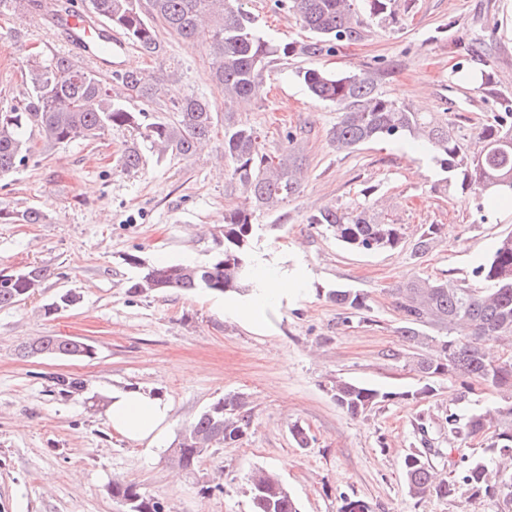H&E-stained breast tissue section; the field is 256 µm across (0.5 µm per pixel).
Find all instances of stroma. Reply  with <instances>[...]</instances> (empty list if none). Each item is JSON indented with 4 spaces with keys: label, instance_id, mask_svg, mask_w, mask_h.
<instances>
[{
    "label": "stroma",
    "instance_id": "1",
    "mask_svg": "<svg viewBox=\"0 0 512 512\" xmlns=\"http://www.w3.org/2000/svg\"><path fill=\"white\" fill-rule=\"evenodd\" d=\"M259 30L277 43L308 37L298 18L274 0H244ZM396 15H365L362 40L316 57H272L264 79L239 118L257 128L268 152L295 132L307 178L300 193L261 213L254 245L275 274L296 278L298 290L265 309L260 327L223 311L210 291L128 294L138 268L127 263H206L224 249V215L243 197L229 183L222 134L201 155L158 154L140 132L112 128L94 139L37 144L34 154L0 177V272L46 269L29 298L0 309V512H124L113 499L115 478L163 500L168 512H250L247 477L257 468L279 474L300 512H339L344 499L365 500L371 512H512V498L474 494L458 484L445 498L408 494L406 454L438 449L431 462L456 478L461 458L487 456L484 436L459 439L445 418L501 405L500 394L450 373L425 378L414 364L420 351L398 334L402 324L392 288L415 275L475 284L474 268L495 242L512 234V211L480 205L443 182L430 152L406 140L372 142L336 152L328 138L335 107L308 94L297 73L377 72L378 89L416 112L447 118L450 128L478 144L480 128L512 96V0H395ZM160 58L133 45L112 59L116 72L171 67L159 104L133 101L148 121L174 119L171 100L193 93L224 110L204 44L161 32ZM53 19L37 8L0 16V104L26 91L35 56L69 54ZM485 75L462 82L458 70ZM139 146L142 165L126 170L121 157ZM370 189L378 219L402 228L393 250L357 252L340 245L326 225L310 223L322 207H344ZM41 211L38 224L21 215ZM441 231L432 248L413 256L426 225ZM355 288L368 297L365 317H347L330 289ZM78 305L45 316L65 292ZM55 334L86 341L92 357L25 356L21 347ZM80 378L78 394H60L57 375ZM348 378L390 395L353 418L328 387ZM431 385L429 397L409 391ZM155 393L172 406L176 438L208 406L245 394L252 424L235 444L218 445L195 474L173 468L166 448L148 453L112 430L105 416L116 387ZM427 432H420L419 422ZM298 423L312 441L297 447Z\"/></svg>",
    "mask_w": 512,
    "mask_h": 512
}]
</instances>
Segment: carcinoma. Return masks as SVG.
<instances>
[{"instance_id": "cac0c4a2", "label": "carcinoma", "mask_w": 512, "mask_h": 512, "mask_svg": "<svg viewBox=\"0 0 512 512\" xmlns=\"http://www.w3.org/2000/svg\"><path fill=\"white\" fill-rule=\"evenodd\" d=\"M292 11L309 32L303 43H276L261 35L241 0H88L89 12L116 28L140 51L159 57L162 45L157 24L186 38L207 44L213 81L224 89V155L230 161L228 178L243 194L244 204L224 214V252L207 263H160L145 265L136 255L128 263L141 268L128 293H163L174 289L204 290L257 296L261 281L255 270L266 257L252 249L259 225L256 213L272 209L300 193L303 160L287 135L288 146L272 154L265 151L260 133L235 119L234 108L251 101L273 56H316L330 52L341 42L364 37L359 0H276ZM173 74L160 67L152 71L121 72L108 82L72 58L54 55L31 59L27 64V91L22 99L0 109V176L23 164L32 151L31 142L47 145L94 138L112 127L145 126L146 138L160 154L183 156L210 139L218 123L212 104L194 94L172 102L176 119L142 124L145 112L131 111L127 102L139 98L158 103ZM310 96L336 107V124L329 141L338 153H350L375 141L410 138L427 148L448 178L463 192L486 199L501 190L512 191V97L503 96L493 122L479 136L485 148L468 155L460 138L448 131V123L414 112L386 98L378 90L377 73L338 74L320 69L298 73ZM325 224L348 248L360 251L395 249L402 240L401 226L378 220L369 209L356 204L326 207L309 218ZM439 228L431 224L419 237L415 254L428 252ZM46 276L44 269L30 267L0 282V308L10 307L35 292ZM483 286L471 288L451 279L416 276L392 289L393 304L402 317V339L424 351L416 370L425 378L450 371L474 379L503 393L508 404L460 417L446 418L448 432L464 438L491 434L488 459L466 460L460 479L477 492L512 496V357L494 363L483 347L489 341L512 337V234L497 240L490 255L475 269ZM328 297L354 314L368 309L367 295L352 288H335ZM456 330L448 340L433 335ZM25 354L74 358L79 344L62 336H40L24 347ZM62 394L82 390L83 382L71 376L56 378ZM336 405L357 417L385 401L391 394L365 384L338 378L329 387ZM247 402L241 394L224 397L205 409L181 434L191 439L169 457L188 473H194L202 447L238 442L251 424ZM408 493L421 498H446L454 484L436 479L427 453H409L403 460ZM250 512H299L296 501L279 476L258 469L249 477ZM112 497L130 503V512H166V505L126 481L115 480Z\"/></svg>"}]
</instances>
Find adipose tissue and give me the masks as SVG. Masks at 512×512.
I'll use <instances>...</instances> for the list:
<instances>
[{"label":"adipose tissue","instance_id":"ef3b65f1","mask_svg":"<svg viewBox=\"0 0 512 512\" xmlns=\"http://www.w3.org/2000/svg\"><path fill=\"white\" fill-rule=\"evenodd\" d=\"M172 406L161 397L139 389L116 387L106 407V418L125 439L147 447L157 446L167 435Z\"/></svg>","mask_w":512,"mask_h":512}]
</instances>
